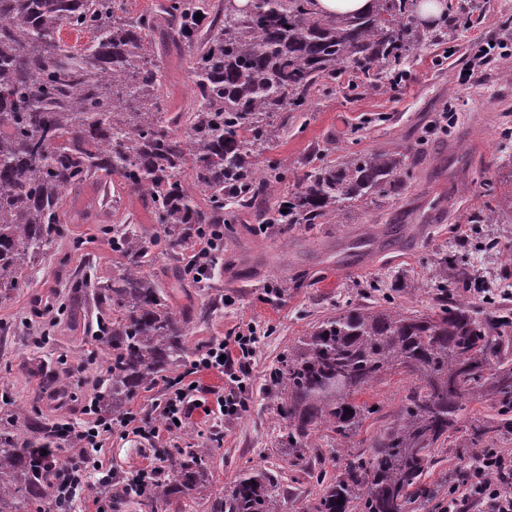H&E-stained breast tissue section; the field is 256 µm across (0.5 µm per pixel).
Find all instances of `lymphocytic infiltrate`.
I'll return each mask as SVG.
<instances>
[{
    "label": "lymphocytic infiltrate",
    "instance_id": "1",
    "mask_svg": "<svg viewBox=\"0 0 512 512\" xmlns=\"http://www.w3.org/2000/svg\"><path fill=\"white\" fill-rule=\"evenodd\" d=\"M258 338L254 326H247L212 342L207 354L193 363L184 373L167 383L166 398L161 408L164 426H155L137 414L126 413L120 423L93 415L83 424H64L65 435L75 436L79 447L101 449L112 431L133 433L149 439L156 451L148 468L139 470V478L152 476L165 458V429L174 428L176 421L185 419L196 409H208L205 389L195 386L193 377L204 370H214L224 376V392L216 402L224 416L232 417L245 410L247 386L250 382L251 361L256 353ZM477 506L479 512H512V454L498 448L483 450L469 469L462 487L452 488L440 512H463L466 505Z\"/></svg>",
    "mask_w": 512,
    "mask_h": 512
}]
</instances>
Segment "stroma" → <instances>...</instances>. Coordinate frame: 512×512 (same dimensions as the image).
I'll return each mask as SVG.
<instances>
[{
    "mask_svg": "<svg viewBox=\"0 0 512 512\" xmlns=\"http://www.w3.org/2000/svg\"><path fill=\"white\" fill-rule=\"evenodd\" d=\"M454 15L418 21L428 38L412 52L406 77L377 90L352 93L341 82L313 88L303 112L271 118L269 139L259 156L262 167H275L280 182L259 195L252 210L224 229V269L199 281L186 271L189 244L158 247L147 271L164 291L168 304L186 319L189 351L251 323L260 341L248 389V405L237 417L194 410L183 430L170 437V448L209 438L208 493L223 491L245 461L261 464L288 486L287 512H304L311 489L299 472L281 460L279 424L266 375L288 345L307 335L318 318L345 301L369 305L389 296L412 310L433 307L427 274L445 254H454L498 294L512 310V224H470L485 200L487 187L512 190V81L500 65L487 67L466 85L457 77L476 41L512 44V0H452ZM164 74L163 119L188 112L193 101L192 61L169 38L159 41ZM452 113H445V106ZM410 148L407 189L398 197H378L325 224L264 225L263 215L287 195L304 171L379 149ZM62 225L50 250L31 271L27 285L0 302V408L26 412L38 400L49 421L83 422V408L102 378L95 350V301L84 277L111 281L125 264L112 246L110 228L132 225L146 239L162 235L148 199L121 186L116 175L98 173L67 189ZM380 237L355 249L366 226ZM299 280L287 287L288 278ZM218 301L200 317L205 299ZM409 381L393 374L362 394L380 411L367 419L355 442L366 447L372 435L399 408ZM153 448L149 440L112 433L100 453L116 481L144 466ZM468 450L456 436L438 451L428 479L448 487L462 485V460Z\"/></svg>",
    "mask_w": 512,
    "mask_h": 512,
    "instance_id": "35a3bbf8",
    "label": "stroma"
}]
</instances>
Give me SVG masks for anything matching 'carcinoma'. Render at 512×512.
Segmentation results:
<instances>
[{
	"label": "carcinoma",
	"instance_id": "cac0c4a2",
	"mask_svg": "<svg viewBox=\"0 0 512 512\" xmlns=\"http://www.w3.org/2000/svg\"><path fill=\"white\" fill-rule=\"evenodd\" d=\"M362 15L323 17L312 0H253L251 14L208 16L204 0H167L187 47L200 42L192 64L195 105L183 132L161 119L163 72L156 28L131 17L124 0H0V299L20 286L44 258L59 224L62 193L101 171L118 175L132 193L152 201L156 222L178 243L207 224L251 209L263 185L280 179L258 168L275 112H302L310 91L349 73L348 88H377L404 73L423 36L414 0H373ZM92 39L75 50L62 29ZM409 154L398 147L328 163L302 175L264 219L268 224H323L376 195L399 196ZM207 194L203 211L183 185L186 169ZM512 213L491 194L479 218L497 224ZM159 241L129 230L112 232L128 263L93 289L97 337L106 378L94 407L118 422L137 391L192 363L184 321L165 303L147 273ZM429 278L440 283L436 307L411 312L391 299L347 304L317 321L288 346L269 374L283 460L317 488L305 512H411L441 486L427 481L437 451L459 429L471 400L493 413L465 427L467 464L493 438L512 435V312L482 314L459 299L474 288L470 272L445 259ZM411 379L399 410L354 453L360 424L374 410L358 395L392 374ZM329 438L328 454L344 452L340 474L309 467L310 452ZM61 429L38 419L17 423L0 411V512H54L52 489L64 473ZM211 449H176L168 468L126 493L140 512H159L171 496L200 494ZM209 512H285L284 486L260 465L243 467L208 497Z\"/></svg>",
	"mask_w": 512,
	"mask_h": 512
}]
</instances>
